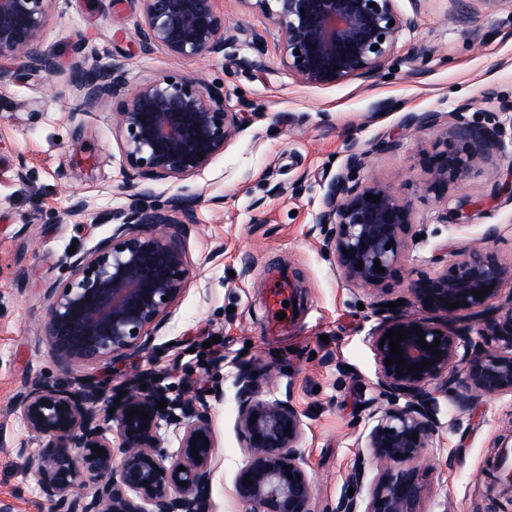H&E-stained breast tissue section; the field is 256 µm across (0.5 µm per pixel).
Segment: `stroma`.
I'll use <instances>...</instances> for the list:
<instances>
[{"label":"stroma","instance_id":"stroma-1","mask_svg":"<svg viewBox=\"0 0 512 512\" xmlns=\"http://www.w3.org/2000/svg\"><path fill=\"white\" fill-rule=\"evenodd\" d=\"M216 7L268 32L261 67L241 72L220 55L187 62L159 49L142 52L137 13L112 0H57L44 31L60 67L55 76L0 60V438L26 439L13 401L36 379L74 390L86 374L120 386L140 369L172 398L216 384L224 397L211 405L219 459L211 512H247L233 496L244 460L235 429L237 377L272 368V392L301 417L312 508L324 512L351 485L357 438L368 424L356 409L377 395L369 337L380 319L372 291L337 272L315 216L350 141L369 146L396 138V150L371 154L355 174L392 184L424 231L388 282L389 296L402 294L410 269H430L433 255L481 245L491 226L500 231L492 250L512 261V154L492 156L435 191L430 167L445 126L401 128L408 113L445 114L463 103L472 125L512 122L502 110L512 101V0L491 9L483 0H421L418 27L399 42L382 77L326 87L303 84L283 66L271 19L238 0H216ZM86 58L123 63L134 87L160 72H191L239 92L248 107L244 128L201 175L151 182L142 200L151 206L176 194L197 199L186 239L190 279L151 352L78 373L58 368L37 339L45 290L59 278L69 248L86 250L109 236L117 226L113 213L134 201L121 165L117 101L80 109L73 68ZM21 159L29 169L24 181L14 176ZM78 200L84 206L76 211ZM283 275L297 306L288 328L273 335L264 307L271 282ZM211 339L215 347L205 348ZM437 400L442 427L419 463L429 488L425 512H512V484L498 479L500 468L512 472L503 460L504 447L512 446V396L463 409L447 392ZM35 468L0 449V502L12 512H51L39 497Z\"/></svg>","mask_w":512,"mask_h":512}]
</instances>
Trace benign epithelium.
<instances>
[{
  "label": "benign epithelium",
  "instance_id": "1",
  "mask_svg": "<svg viewBox=\"0 0 512 512\" xmlns=\"http://www.w3.org/2000/svg\"><path fill=\"white\" fill-rule=\"evenodd\" d=\"M54 2L0 0V59L46 74L58 70L56 57L43 40ZM134 2L142 51L162 49L181 61L222 55L230 66L245 71L259 65L236 54L234 47L243 34L260 53L265 32L239 24L230 27L215 0ZM239 2L273 21L281 61L289 72L305 84L329 86L379 77L402 37L418 26L420 0H412L410 14L398 8L397 0ZM374 45L378 49H372ZM75 70L82 109L120 100L116 126L132 191L146 193L145 180L179 182L201 174L241 131L244 104H230V91L212 88L197 76L161 74L130 91L128 72L120 64L83 62ZM467 111L464 103L448 113L453 139L442 141L443 149L435 156V187L457 180L505 148L504 126L475 128L464 117ZM441 122L437 112H411L403 126L420 132ZM457 142L465 148L457 149ZM381 146L394 149L398 140L369 149L351 141L342 170L329 183L316 216L337 272L376 291L381 316L371 336L378 395L364 404L372 426L360 437L371 460L356 457L351 472L354 495L341 496L325 512H421L426 486L417 463L441 427L435 384L452 390L462 407L480 397L512 395V330H507L512 312L503 324L495 318L496 300L506 285H512V265L503 264L485 245L447 261L433 258L432 263L441 265L433 272L411 270L401 296L389 299L381 291L398 270L407 238L420 235L412 230L409 206L391 186L363 183L352 176ZM370 194L380 202L369 200ZM115 219L119 225L112 234L70 256L63 276L45 291L40 339L61 369L74 371L149 352L188 282L185 240L189 225L196 223L192 198L175 195L159 205H131ZM388 242L392 246L387 250ZM377 259L384 268L380 273L374 272ZM360 262L364 267H356ZM478 291L483 293L481 300L475 299ZM164 296L168 300H162ZM400 300L401 307L413 308L416 314H397L386 307ZM448 303L459 307L450 309ZM463 312L483 323L490 335L504 333L502 345L489 348L475 342L468 328L458 323ZM415 326L422 329L427 346L418 344ZM399 327L405 329L400 346L406 364L426 359L432 366L416 374L396 362L386 364L391 339L384 335ZM437 337L440 344L435 348ZM434 350L440 357L432 355ZM238 384L236 429L245 461L234 476L235 498L249 512H312L314 486L299 452L304 439L299 413L288 401L262 390L250 370L240 371ZM124 391L121 398L93 378L85 379L78 391L35 381L16 398L13 411L28 438L10 451L27 459L31 445L40 446V497L52 512H209L218 466L210 401L222 400L223 391L212 386L204 394L170 398L150 386L145 375L126 384ZM163 398L167 405L159 410L156 405ZM133 407L151 419L128 417ZM164 428L178 442L173 453L165 450ZM94 444L106 450L104 456L91 449ZM193 446L198 447V460L192 456ZM370 461L377 468L372 478ZM180 466L184 470H178ZM247 475L253 484L243 480ZM182 481L187 485H180ZM367 483L372 489L364 498L360 490Z\"/></svg>",
  "mask_w": 512,
  "mask_h": 512
}]
</instances>
